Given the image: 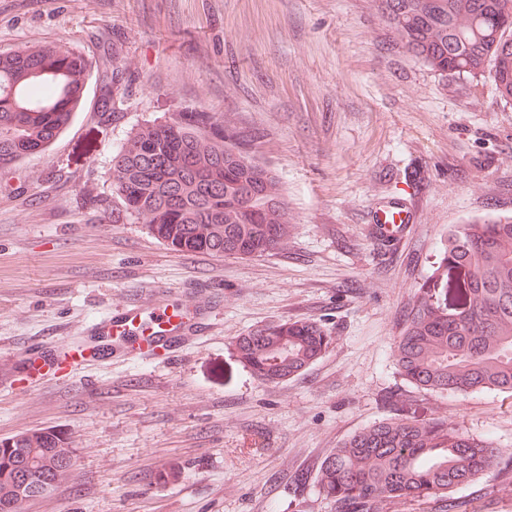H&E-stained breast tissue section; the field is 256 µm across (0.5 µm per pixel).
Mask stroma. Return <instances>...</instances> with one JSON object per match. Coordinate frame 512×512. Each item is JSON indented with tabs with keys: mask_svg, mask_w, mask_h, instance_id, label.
<instances>
[{
	"mask_svg": "<svg viewBox=\"0 0 512 512\" xmlns=\"http://www.w3.org/2000/svg\"><path fill=\"white\" fill-rule=\"evenodd\" d=\"M53 44L92 70L67 130L0 175V440L55 427L76 465L21 512H332L322 461L366 426L411 417L489 439L491 473L457 495L512 512V394H427L391 357L449 228L512 216V105L490 78L433 73L373 0H0V54ZM200 111L230 116L279 178L282 248L175 252L126 212L120 147L146 122ZM409 200L404 235L380 244L375 211ZM187 299L218 306L175 355L116 352L18 381L34 344L69 348L131 301ZM296 320L320 324L329 348L260 383L234 338Z\"/></svg>",
	"mask_w": 512,
	"mask_h": 512,
	"instance_id": "1",
	"label": "stroma"
}]
</instances>
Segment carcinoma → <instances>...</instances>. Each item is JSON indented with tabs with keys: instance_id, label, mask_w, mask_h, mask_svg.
<instances>
[{
	"instance_id": "1",
	"label": "carcinoma",
	"mask_w": 512,
	"mask_h": 512,
	"mask_svg": "<svg viewBox=\"0 0 512 512\" xmlns=\"http://www.w3.org/2000/svg\"><path fill=\"white\" fill-rule=\"evenodd\" d=\"M402 47L441 77L488 74L512 103V0H374ZM87 57L64 45L0 55V173L44 152L84 101ZM250 139L212 112H174L138 128L112 159L125 209L178 252L261 256L288 239L282 186ZM433 287L420 290L393 360L420 391L445 396L512 393V216L460 225ZM329 337L313 321L268 325L233 341L264 384L300 374ZM497 449L441 419H387L347 439L322 462L318 484L335 512H385L395 501L429 500L434 512H469L454 496L492 467ZM75 466L61 430L0 440V512H20L23 484L54 488Z\"/></svg>"
}]
</instances>
